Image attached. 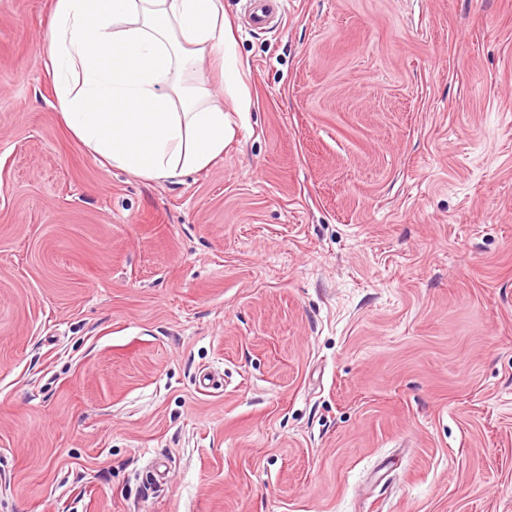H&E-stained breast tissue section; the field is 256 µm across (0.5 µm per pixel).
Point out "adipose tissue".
Wrapping results in <instances>:
<instances>
[{
  "mask_svg": "<svg viewBox=\"0 0 512 512\" xmlns=\"http://www.w3.org/2000/svg\"><path fill=\"white\" fill-rule=\"evenodd\" d=\"M228 29L223 0H55L39 52L65 125L89 151L144 179H176L234 135L208 69L249 108Z\"/></svg>",
  "mask_w": 512,
  "mask_h": 512,
  "instance_id": "adipose-tissue-1",
  "label": "adipose tissue"
}]
</instances>
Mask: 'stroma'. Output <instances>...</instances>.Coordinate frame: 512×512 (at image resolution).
Listing matches in <instances>:
<instances>
[{"label":"stroma","mask_w":512,"mask_h":512,"mask_svg":"<svg viewBox=\"0 0 512 512\" xmlns=\"http://www.w3.org/2000/svg\"><path fill=\"white\" fill-rule=\"evenodd\" d=\"M223 2L250 108L145 180L0 0V512H512V0ZM248 14L247 23L253 30H265L279 13V0H247Z\"/></svg>","instance_id":"1"}]
</instances>
